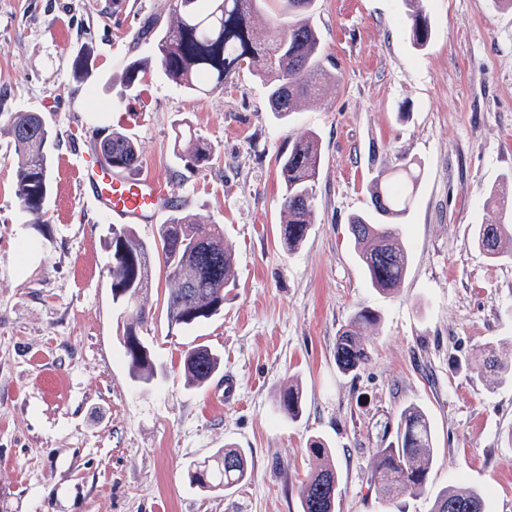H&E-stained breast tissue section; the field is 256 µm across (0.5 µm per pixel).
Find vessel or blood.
Instances as JSON below:
<instances>
[{
	"label": "vessel or blood",
	"instance_id": "b4317fda",
	"mask_svg": "<svg viewBox=\"0 0 512 512\" xmlns=\"http://www.w3.org/2000/svg\"><path fill=\"white\" fill-rule=\"evenodd\" d=\"M81 181L95 205L122 224L151 221L168 208L171 199L170 191L154 178H129L91 155L84 159Z\"/></svg>",
	"mask_w": 512,
	"mask_h": 512
}]
</instances>
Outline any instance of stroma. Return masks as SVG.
I'll list each match as a JSON object with an SVG mask.
<instances>
[{"instance_id": "35a3bbf8", "label": "stroma", "mask_w": 512, "mask_h": 512, "mask_svg": "<svg viewBox=\"0 0 512 512\" xmlns=\"http://www.w3.org/2000/svg\"><path fill=\"white\" fill-rule=\"evenodd\" d=\"M420 6L433 28L423 48L407 36L405 0H315L310 21L339 82L280 120L245 69L210 95L156 73L122 93L124 65L154 50L144 21L166 28L171 0H0V123L39 112L52 130L42 227L16 198L18 159L0 132V512H300L316 441L340 476L339 512H430L457 485L480 491L485 512H512V382L480 377L474 358L493 345L512 361V258L490 260L473 243L493 218L486 196L512 182V9ZM85 49L89 75L78 79ZM181 126L211 144L205 167L175 151ZM115 129L140 148L130 177L159 179L178 209L221 225L234 253L222 313L193 328H169L156 267L147 384L130 375L117 335L113 220L80 183L83 151ZM310 131L324 161L308 236L289 252L280 157ZM404 163L423 179L400 219L408 273L387 295L368 285L348 224L371 211L373 179ZM360 308L379 320L365 364L343 373L336 336ZM200 344L222 362L193 390L181 361ZM291 383L303 394L294 420L275 403ZM411 406L431 421L435 462L423 494L386 500L371 482L374 455ZM227 445L245 454L250 479L200 490L190 469Z\"/></svg>"}]
</instances>
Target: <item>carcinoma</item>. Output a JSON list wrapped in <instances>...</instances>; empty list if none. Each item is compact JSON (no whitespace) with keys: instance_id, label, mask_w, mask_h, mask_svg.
Masks as SVG:
<instances>
[{"instance_id":"obj_1","label":"carcinoma","mask_w":512,"mask_h":512,"mask_svg":"<svg viewBox=\"0 0 512 512\" xmlns=\"http://www.w3.org/2000/svg\"><path fill=\"white\" fill-rule=\"evenodd\" d=\"M266 0H173V21L156 38L153 56L133 60L122 71L121 85L134 91L150 67L191 94H209L224 88L233 76L246 68L266 87L271 112L283 119L297 111L301 102L321 98L336 88L337 76L327 67L317 30L309 17L315 0H280L285 24L272 30L265 42L255 38L254 25ZM406 0L411 42L426 46L432 38L428 16ZM5 132L19 159L16 196L34 223H43L44 204L49 191L51 157L43 147L51 135L37 112L9 115ZM174 148L179 156L197 166L208 163L211 145L191 131L175 132ZM95 150L112 168L126 172L139 164L136 142L114 130ZM323 162L321 142L307 133L296 140L280 159L281 210L284 221L280 242L291 252L307 237L312 224L314 187ZM421 171L409 164L379 174L370 186L374 214L355 215L348 224L355 253L371 287L392 293L401 287L409 267V251L397 224L376 222V217L400 218L412 207ZM506 190L490 193L487 205L495 220L477 224L474 242L489 258L512 255V202L504 201ZM109 247L112 290H127L133 298L124 308L118 327L121 336H137L148 318V297L153 287L155 262L160 261L171 288L166 297L168 326L183 328L218 315L224 307V289L232 277V251L224 242L218 224H204L182 211L171 214L159 225L158 238L147 244L130 224L113 229ZM377 316L366 309L355 311L336 339V366L353 372L368 360L363 341L365 330ZM129 370L140 381L154 378L152 358L130 345L125 348ZM482 360L481 373L496 381H512V362L499 359L497 349L487 346L476 354ZM221 365L220 356L205 345L187 350L183 372L191 388L204 387ZM302 394L298 386L283 389L278 396L280 411L295 419L300 415ZM314 453L323 460L301 484L298 495L301 512H337L339 475L326 461L329 450L314 443ZM436 455L435 438L427 414L416 407L402 411L395 440L376 452L373 485L383 498L398 490L420 495L427 485ZM248 478L244 454L229 446L213 459L194 466L191 479L208 492H223L241 486ZM431 512H484L482 495L468 487L451 489L434 500Z\"/></svg>"}]
</instances>
